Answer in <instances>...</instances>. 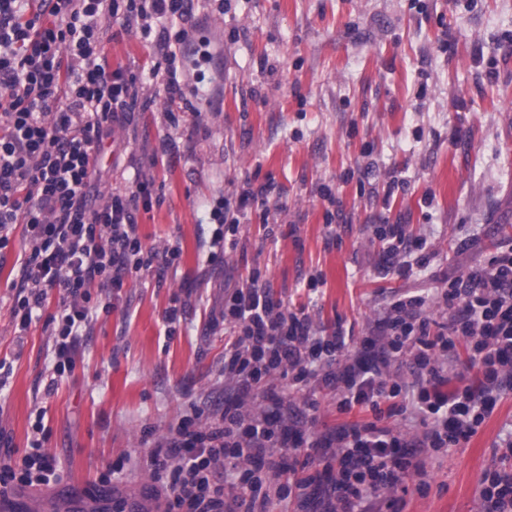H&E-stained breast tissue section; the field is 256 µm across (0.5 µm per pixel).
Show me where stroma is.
Wrapping results in <instances>:
<instances>
[{
	"mask_svg": "<svg viewBox=\"0 0 512 512\" xmlns=\"http://www.w3.org/2000/svg\"><path fill=\"white\" fill-rule=\"evenodd\" d=\"M177 27L223 52L222 99L200 111L167 104L148 77L163 31L147 39L138 25H110L112 62L143 77L144 107L113 126L125 151L103 162L106 188H124L133 172L153 182L140 233L159 250L180 242L181 257L164 276L126 280L54 390L43 322L21 337L11 325L21 232L0 250V360L12 365L0 464L20 461L41 410L44 447L61 466L58 483L17 492L21 512H72L77 502L100 512V478L119 462L118 497L155 512L144 431L167 436L190 401L207 418L224 406V331L211 322L225 276L260 270L274 298L321 330L343 320L359 341L394 299L435 296L512 240V0H193ZM393 178L404 185L388 198ZM266 182V203L241 218L235 247L212 268L213 201ZM325 185L332 199L321 197ZM397 222L427 241L428 264L407 279L387 268L377 232ZM270 225L282 236L268 238ZM331 230L341 239L333 248ZM313 275L322 279L314 290ZM174 305L183 314L171 329ZM290 397L317 398L318 432L372 418L338 412L332 389ZM511 433L508 391L469 441L426 458L430 488L409 491L400 512H481L483 473L512 467L496 453Z\"/></svg>",
	"mask_w": 512,
	"mask_h": 512,
	"instance_id": "1",
	"label": "stroma"
}]
</instances>
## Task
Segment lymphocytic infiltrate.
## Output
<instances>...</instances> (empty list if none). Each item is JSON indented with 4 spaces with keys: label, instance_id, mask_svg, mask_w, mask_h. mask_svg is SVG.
<instances>
[{
    "label": "lymphocytic infiltrate",
    "instance_id": "1",
    "mask_svg": "<svg viewBox=\"0 0 512 512\" xmlns=\"http://www.w3.org/2000/svg\"><path fill=\"white\" fill-rule=\"evenodd\" d=\"M191 0H0V249L23 227V252L10 288L11 323L24 335L44 321L51 336L54 377L74 367V353L97 314L90 284L113 293L130 277L174 268L179 245L147 246L136 222L152 205L153 186L132 178L103 193V142L127 122L140 102L137 77L112 65L103 38L106 22L137 23L143 36L183 20ZM267 185L219 197L210 260L226 247V212L247 214L263 203ZM387 261L402 277L427 262L425 241L405 225L386 224ZM56 311L45 315L50 292ZM448 317L427 310V297L401 296L378 319L361 346L343 326L319 334L308 315L274 299L260 272L224 295V378L232 392L222 412L201 424L188 402L170 437L149 443L144 461L159 486L163 512H268V473L281 475L280 497L313 487L300 512H398L411 475L424 482L425 450L469 440L512 391V248L498 252L466 278L437 293ZM467 367L451 372L457 346ZM408 367L409 380L396 371ZM336 391L338 411L373 413L366 424H342L321 433L304 429L317 410L289 400L284 382ZM261 411L248 416L249 400ZM421 431L411 434L409 421ZM42 420H35L20 465L0 468V492L47 486L60 479L46 453ZM306 456H299V449ZM321 472L309 474L313 464Z\"/></svg>",
    "mask_w": 512,
    "mask_h": 512
}]
</instances>
